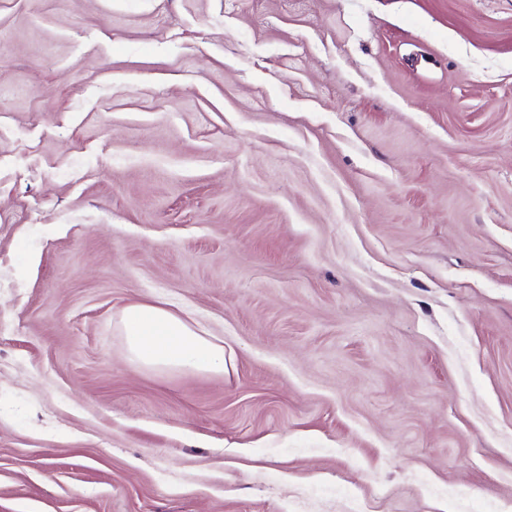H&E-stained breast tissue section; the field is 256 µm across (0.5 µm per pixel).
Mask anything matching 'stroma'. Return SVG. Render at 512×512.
I'll list each match as a JSON object with an SVG mask.
<instances>
[{"label": "stroma", "instance_id": "obj_1", "mask_svg": "<svg viewBox=\"0 0 512 512\" xmlns=\"http://www.w3.org/2000/svg\"><path fill=\"white\" fill-rule=\"evenodd\" d=\"M0 512H512V0H0ZM119 329L128 355L141 366L191 375L224 371V344L160 305L125 306Z\"/></svg>", "mask_w": 512, "mask_h": 512}]
</instances>
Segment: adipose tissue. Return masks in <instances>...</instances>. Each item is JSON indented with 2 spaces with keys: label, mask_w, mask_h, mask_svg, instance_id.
Listing matches in <instances>:
<instances>
[{
  "label": "adipose tissue",
  "mask_w": 512,
  "mask_h": 512,
  "mask_svg": "<svg viewBox=\"0 0 512 512\" xmlns=\"http://www.w3.org/2000/svg\"><path fill=\"white\" fill-rule=\"evenodd\" d=\"M119 329L130 358L141 366L191 375L224 370L223 344L162 306H125L119 315Z\"/></svg>",
  "instance_id": "ef3b65f1"
}]
</instances>
